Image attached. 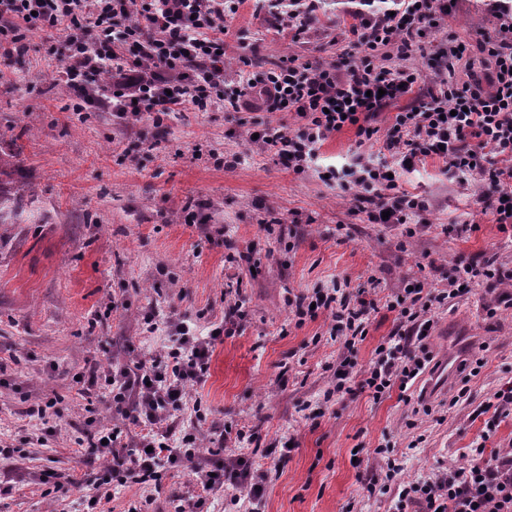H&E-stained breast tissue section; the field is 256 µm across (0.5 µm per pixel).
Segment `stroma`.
Returning a JSON list of instances; mask_svg holds the SVG:
<instances>
[{"label":"stroma","instance_id":"1","mask_svg":"<svg viewBox=\"0 0 512 512\" xmlns=\"http://www.w3.org/2000/svg\"><path fill=\"white\" fill-rule=\"evenodd\" d=\"M350 7L333 0L290 44L275 27L276 0L260 15L245 0L225 41L229 57L249 63L231 78L245 80L291 50L337 60ZM505 22L512 0H458L451 25L464 37L494 38ZM46 50L37 38L24 57L0 62V150L22 149L4 179L25 203L17 223L0 224V512H86L80 493L105 472L77 439L88 417L113 419L109 395L81 394L78 376L111 359L157 354L171 316L207 335L222 322L230 289L246 316L216 342L204 383L189 395L202 402L204 440L244 431L246 441L228 439V454L272 473L258 506L232 504L220 491L207 512H394L398 485L467 464L480 444L512 448V414L491 430L484 410L512 383V301L501 288L476 282L437 311L423 341L427 367L404 400L394 391L376 401L357 388L376 346L397 331L396 313L383 305L371 313L351 354V392L327 402L342 350L324 337L328 318L298 327L288 307L289 296L336 280L355 288L377 279L383 302L416 282L445 288L465 262L490 258L512 269V228L481 213L470 183L430 158L401 172L403 188L429 204L426 228L408 238L351 214L355 188L318 177L355 153H378V143H358L354 128L329 136L315 169L298 175L258 153L243 128L252 119L295 126L289 114L186 110L157 127L99 105L76 112ZM233 153L234 169L217 165ZM275 217L280 231H265ZM148 313L156 330L144 324ZM460 340L485 365L451 408L461 374L449 376L444 393L428 383ZM50 398L57 416L48 430L30 410ZM386 447L399 464L394 485L369 486L382 466L376 451Z\"/></svg>","mask_w":512,"mask_h":512}]
</instances>
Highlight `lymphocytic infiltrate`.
<instances>
[{
    "instance_id": "1",
    "label": "lymphocytic infiltrate",
    "mask_w": 512,
    "mask_h": 512,
    "mask_svg": "<svg viewBox=\"0 0 512 512\" xmlns=\"http://www.w3.org/2000/svg\"><path fill=\"white\" fill-rule=\"evenodd\" d=\"M242 0H0V58L23 55L29 40L44 35L47 53L60 68L65 86L84 103L98 99L92 79L101 74L123 115L161 125L164 115L189 109L210 112H286L296 127L260 130L253 144L260 153L296 173L311 169L319 145L331 134L355 127L360 140L381 139V152L399 167L413 169L426 158L438 159L445 172L476 176L474 196L482 213L496 224H512V26L495 41L469 42L448 30L453 0H390V10L359 9L341 30L352 49L336 61H299L288 55L262 75L230 83L222 50L225 24ZM444 32L440 42L432 31ZM429 58L439 78L420 87L413 65ZM466 79H458L457 69ZM410 99L387 130L376 120L388 107ZM390 168L359 154L343 172H330L342 186L359 187L352 213L371 223L407 224L426 212L425 200L404 190ZM512 283V270L487 259L460 266L447 289L433 293L422 284L403 290L388 309L408 329L375 349L372 367L359 388L381 400L406 390L425 367L412 343L423 340L433 304L462 297L470 282ZM365 289L350 291L336 282L289 300L296 325L326 314L328 336L347 351L367 336L375 300ZM162 352L149 358L109 362L86 380L87 390L110 387L113 426L97 430L90 442L118 485L151 487L145 505L162 489L163 474L190 468L200 494L174 512H203L210 494L237 491L239 499L258 503L269 479L264 468L231 459L219 461V449L207 448L195 425L174 431L186 408L191 386L204 380L223 326L209 335L192 333L170 320ZM396 512H512V448L486 453L472 449L467 465L434 471L397 488Z\"/></svg>"
}]
</instances>
